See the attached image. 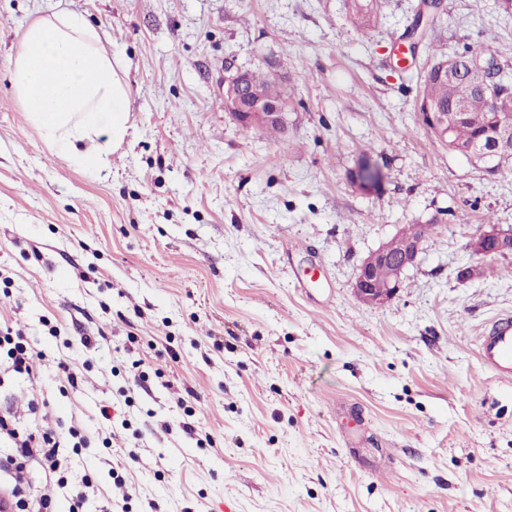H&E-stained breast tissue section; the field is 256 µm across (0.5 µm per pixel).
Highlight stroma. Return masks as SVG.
Listing matches in <instances>:
<instances>
[{
  "instance_id": "stroma-1",
  "label": "stroma",
  "mask_w": 512,
  "mask_h": 512,
  "mask_svg": "<svg viewBox=\"0 0 512 512\" xmlns=\"http://www.w3.org/2000/svg\"><path fill=\"white\" fill-rule=\"evenodd\" d=\"M439 3L401 64L420 0H378L365 36L346 0H0V326L42 354L0 374V415L80 431L88 512L119 479L126 512H512V379L477 355L512 312V256L458 276L475 234L512 226V172L449 151L417 109L430 46L512 66V17ZM64 12L126 62L128 133L96 176L10 80L26 27ZM230 65L279 80L282 135L225 111ZM365 159L378 190L349 180ZM409 224L432 227L417 264L363 305L360 261Z\"/></svg>"
}]
</instances>
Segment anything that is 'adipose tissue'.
<instances>
[{
  "label": "adipose tissue",
  "mask_w": 512,
  "mask_h": 512,
  "mask_svg": "<svg viewBox=\"0 0 512 512\" xmlns=\"http://www.w3.org/2000/svg\"><path fill=\"white\" fill-rule=\"evenodd\" d=\"M123 69L83 16L60 13L25 29L11 78L42 138L94 172L127 134L130 91Z\"/></svg>",
  "instance_id": "1"
}]
</instances>
